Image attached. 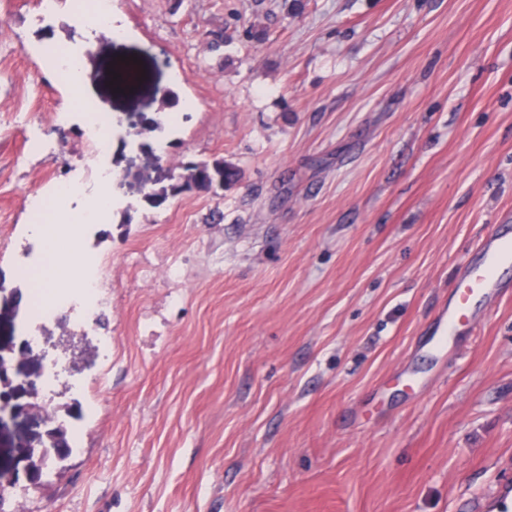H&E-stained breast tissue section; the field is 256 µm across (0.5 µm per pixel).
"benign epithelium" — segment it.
Wrapping results in <instances>:
<instances>
[{
  "mask_svg": "<svg viewBox=\"0 0 512 512\" xmlns=\"http://www.w3.org/2000/svg\"><path fill=\"white\" fill-rule=\"evenodd\" d=\"M123 179L131 180L142 196L153 192V183L143 178V171L128 172ZM34 346L23 340L19 344L0 347V413L9 412L14 417L36 419L43 426V431L36 439L22 442L18 445L25 465L22 471L4 470L0 468V487H14L23 481L32 488H38L43 483V476L49 467L61 461L57 450V441L63 438L66 425L58 416V410L40 400V392L36 384H31L28 401H17L14 384L17 366L33 359Z\"/></svg>",
  "mask_w": 512,
  "mask_h": 512,
  "instance_id": "benign-epithelium-1",
  "label": "benign epithelium"
}]
</instances>
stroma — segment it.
I'll use <instances>...</instances> for the list:
<instances>
[{
  "label": "stroma",
  "mask_w": 512,
  "mask_h": 512,
  "mask_svg": "<svg viewBox=\"0 0 512 512\" xmlns=\"http://www.w3.org/2000/svg\"><path fill=\"white\" fill-rule=\"evenodd\" d=\"M39 11L0 0V342L37 337L23 372L60 368L42 395L81 442L28 512H461L512 481V298L443 361L419 348L512 213V0H112L118 39L69 0ZM47 47L81 52L80 88ZM164 89L171 125L137 134ZM80 99L114 119L113 176L159 140L174 174L239 172L159 206L114 186L78 241L91 334L16 300L32 190L93 165ZM411 366L433 380L415 395ZM40 431L1 419L0 467ZM183 169L185 173L187 171H191V175L198 176L201 181L204 182L200 191L205 192L210 191L215 185L230 187L238 179V171L233 166L226 164L221 160H215L212 163H188V165H185ZM183 176L184 180H190L189 173H186Z\"/></svg>",
  "instance_id": "1"
}]
</instances>
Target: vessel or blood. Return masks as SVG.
I'll use <instances>...</instances> for the list:
<instances>
[{
    "label": "vessel or blood",
    "instance_id": "1",
    "mask_svg": "<svg viewBox=\"0 0 512 512\" xmlns=\"http://www.w3.org/2000/svg\"><path fill=\"white\" fill-rule=\"evenodd\" d=\"M512 230L496 226L481 239L460 264L447 306L438 313L429 347L436 357L452 351V340L463 332H474L477 315L487 312L504 296L512 294ZM481 512H512V485L500 484L484 498Z\"/></svg>",
    "mask_w": 512,
    "mask_h": 512
}]
</instances>
